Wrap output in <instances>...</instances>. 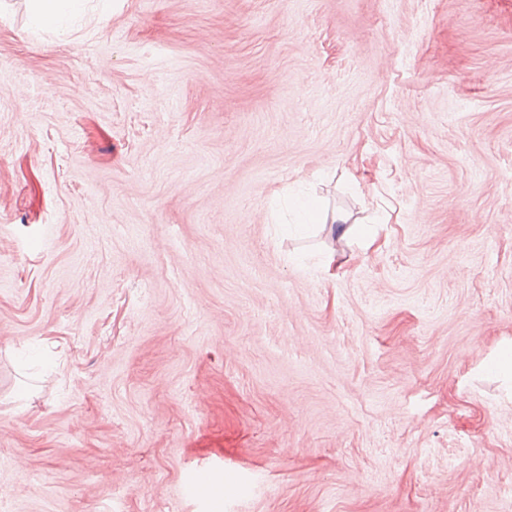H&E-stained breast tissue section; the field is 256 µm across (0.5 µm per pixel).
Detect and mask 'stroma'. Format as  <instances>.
I'll return each instance as SVG.
<instances>
[{
	"label": "stroma",
	"instance_id": "35a3bbf8",
	"mask_svg": "<svg viewBox=\"0 0 512 512\" xmlns=\"http://www.w3.org/2000/svg\"><path fill=\"white\" fill-rule=\"evenodd\" d=\"M511 347L512 0H0V512H512ZM86 0H28V21L35 29L52 28L64 32L70 18ZM322 223L336 224V235L342 239L353 236H369V231L366 225L350 224L349 218L341 212L333 211L330 219H327L326 217Z\"/></svg>",
	"mask_w": 512,
	"mask_h": 512
}]
</instances>
